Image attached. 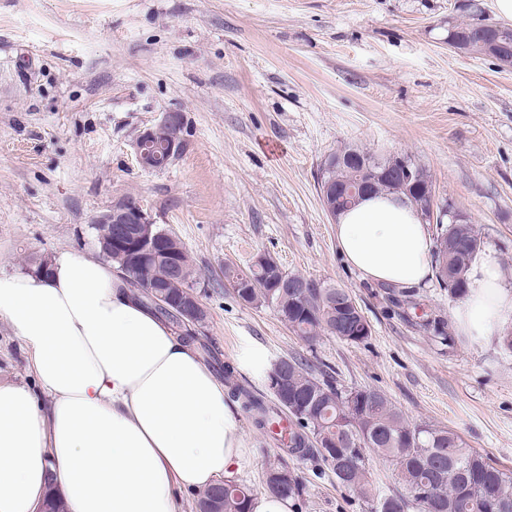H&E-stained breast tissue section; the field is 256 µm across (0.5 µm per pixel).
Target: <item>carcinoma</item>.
Here are the masks:
<instances>
[{
  "instance_id": "1",
  "label": "carcinoma",
  "mask_w": 512,
  "mask_h": 512,
  "mask_svg": "<svg viewBox=\"0 0 512 512\" xmlns=\"http://www.w3.org/2000/svg\"><path fill=\"white\" fill-rule=\"evenodd\" d=\"M340 156L355 160L331 162L322 172V181L336 188L361 187L368 193L404 195L410 204L419 207L418 198L402 181H394L383 172L398 167V160L408 164L412 180L435 190L430 175L408 155H376L351 146L336 149ZM484 236L471 220L453 224L443 215L435 241V277L446 286L451 298L467 294L466 274L473 258L481 251ZM180 275L160 261L144 270L131 263L127 254L131 247L112 243L113 265L126 284L137 290L144 304L152 307L163 319L191 342L197 335L186 331L177 316L156 305L147 289L162 286L167 297L179 299L188 289L199 285L190 257L179 239L171 244ZM266 273L255 267L238 269L224 265V279L239 300L248 305L270 306L297 335L311 344L323 334L334 335L350 343H361L364 336H352L336 329L343 318L339 296L345 289L318 284L296 273H284L288 287L271 290L265 287ZM390 301L417 309L413 290L391 289ZM424 330L440 340H449L447 320L434 312L427 315ZM279 380L266 373L265 383L276 400L284 406H303L299 428L312 434L290 436V451L303 458L320 457L336 481L344 488L377 501L376 512H405L408 501L401 495H381L367 478L366 458L373 454L394 465L396 479L411 494L421 512H512V471L497 466L488 456L467 447L459 434L448 428L428 423L411 424L387 396L371 389L345 390L331 379H319L306 364L296 358L280 359ZM268 493L296 497L303 491L298 471L284 466H271L265 475ZM251 489L234 480L214 486L198 498L197 512H249Z\"/></svg>"
}]
</instances>
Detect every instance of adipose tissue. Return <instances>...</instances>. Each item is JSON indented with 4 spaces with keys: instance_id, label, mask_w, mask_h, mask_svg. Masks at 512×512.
Listing matches in <instances>:
<instances>
[{
    "instance_id": "1",
    "label": "adipose tissue",
    "mask_w": 512,
    "mask_h": 512,
    "mask_svg": "<svg viewBox=\"0 0 512 512\" xmlns=\"http://www.w3.org/2000/svg\"><path fill=\"white\" fill-rule=\"evenodd\" d=\"M336 242L363 280L416 288L434 275L429 227L391 195L340 214ZM457 331L491 343L512 288L479 255ZM0 319L19 336L34 386L0 382V512H183L180 491L249 462L236 415L197 350L126 287L111 262L57 252L48 273L0 274Z\"/></svg>"
}]
</instances>
